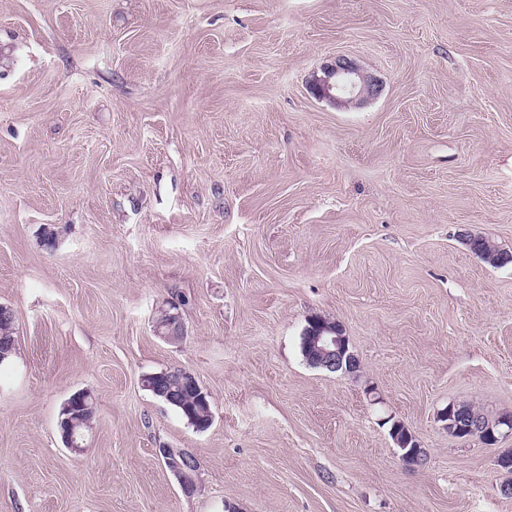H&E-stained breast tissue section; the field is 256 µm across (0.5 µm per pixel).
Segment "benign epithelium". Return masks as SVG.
Returning <instances> with one entry per match:
<instances>
[{"label":"benign epithelium","mask_w":512,"mask_h":512,"mask_svg":"<svg viewBox=\"0 0 512 512\" xmlns=\"http://www.w3.org/2000/svg\"><path fill=\"white\" fill-rule=\"evenodd\" d=\"M309 88L316 97L347 107L361 105L377 96L382 90V84L379 79L360 70L349 59L338 56L321 69V74L313 76ZM162 314L166 321L157 325L158 335L171 343L179 341L183 337L179 314L168 310L162 311ZM304 346L307 359L315 367L333 373H355L359 369L358 359L350 351L348 336L342 328L326 319L315 317L309 320L304 330ZM443 419L447 421L448 433H466L470 438L477 435L486 445H495L502 435L512 434V415H503L494 422L472 415L463 424L455 419L454 407L451 406L444 413ZM159 453L167 468L181 481L184 488H191L189 460L171 455L168 448L159 449Z\"/></svg>","instance_id":"1"}]
</instances>
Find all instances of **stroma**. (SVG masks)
<instances>
[{
    "mask_svg": "<svg viewBox=\"0 0 512 512\" xmlns=\"http://www.w3.org/2000/svg\"><path fill=\"white\" fill-rule=\"evenodd\" d=\"M339 56L376 98L312 95ZM466 229L512 252V0H0V512H512V436L437 418L512 413V264ZM313 315L359 372L306 363ZM170 368L207 430L143 387ZM166 321L157 325L156 331L163 339L175 343L183 337V325L178 313H171L168 310L161 312ZM447 421L448 433L454 434L452 436L463 438L457 435L469 432L464 438H472L473 435H479L481 442L486 445H495L499 438L510 433L512 435V415L500 416L496 421L489 422L477 415H472L469 419H465L466 425H463L454 417V405L448 408L442 417ZM159 453L164 459L165 465L182 483L185 489L191 488V474L192 472L189 470L190 464L189 460L192 464H194L193 472L197 467V461L194 456L190 455L189 460L185 457H182L179 460L176 456H172L169 448L159 449Z\"/></svg>",
    "mask_w": 512,
    "mask_h": 512,
    "instance_id": "1",
    "label": "stroma"
}]
</instances>
